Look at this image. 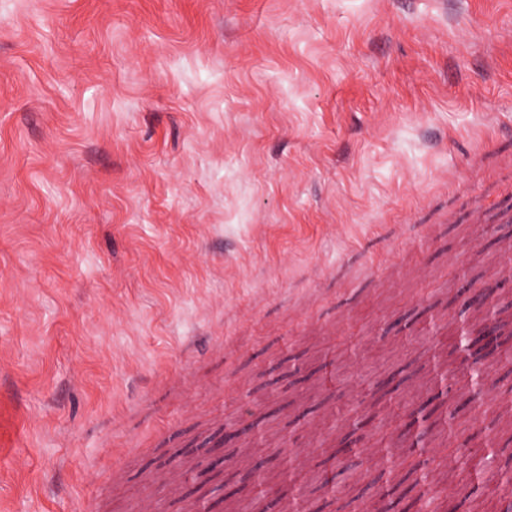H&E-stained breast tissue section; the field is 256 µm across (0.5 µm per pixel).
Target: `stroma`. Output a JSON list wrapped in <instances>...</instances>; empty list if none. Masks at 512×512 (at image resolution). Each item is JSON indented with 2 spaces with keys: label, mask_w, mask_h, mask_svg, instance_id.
<instances>
[{
  "label": "stroma",
  "mask_w": 512,
  "mask_h": 512,
  "mask_svg": "<svg viewBox=\"0 0 512 512\" xmlns=\"http://www.w3.org/2000/svg\"><path fill=\"white\" fill-rule=\"evenodd\" d=\"M507 244L512 0H0V512H250L249 405L267 447L304 448L300 413L322 435L314 512L388 481L414 502L423 458L359 388L402 368V403L430 396L485 318L454 316L468 283L512 334ZM289 349L307 378L271 389ZM451 395L425 446L488 461L432 474L440 512H495L512 368ZM351 415L370 454L332 500L318 464ZM182 448L223 472L174 494Z\"/></svg>",
  "instance_id": "obj_1"
}]
</instances>
